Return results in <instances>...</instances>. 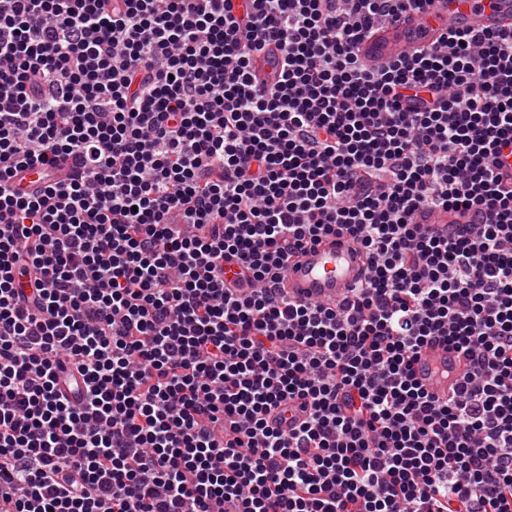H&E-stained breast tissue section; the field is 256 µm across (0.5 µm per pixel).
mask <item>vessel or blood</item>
Here are the masks:
<instances>
[{"label":"vessel or blood","instance_id":"1","mask_svg":"<svg viewBox=\"0 0 512 512\" xmlns=\"http://www.w3.org/2000/svg\"><path fill=\"white\" fill-rule=\"evenodd\" d=\"M451 26L475 33L510 30L512 0H427L423 10L403 12L376 27L361 40L358 54L366 67L378 68L432 47ZM417 221L440 231L460 218L436 208L420 212ZM365 266L350 237L328 235L289 261L279 286L292 300L333 306L349 296ZM466 371L461 354L441 341L425 348L414 364L416 378L440 399L447 398Z\"/></svg>","mask_w":512,"mask_h":512}]
</instances>
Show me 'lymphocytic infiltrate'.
<instances>
[{
	"instance_id": "1",
	"label": "lymphocytic infiltrate",
	"mask_w": 512,
	"mask_h": 512,
	"mask_svg": "<svg viewBox=\"0 0 512 512\" xmlns=\"http://www.w3.org/2000/svg\"><path fill=\"white\" fill-rule=\"evenodd\" d=\"M250 2L0 0V512H512V32L370 69L424 0ZM327 234L365 279L289 300ZM418 223L429 224L435 231L446 229V224H463L466 218H461L451 211L442 208L428 209L418 214ZM466 371L467 365L461 354L441 341L432 342L414 363L415 377L440 399L448 397Z\"/></svg>"
}]
</instances>
